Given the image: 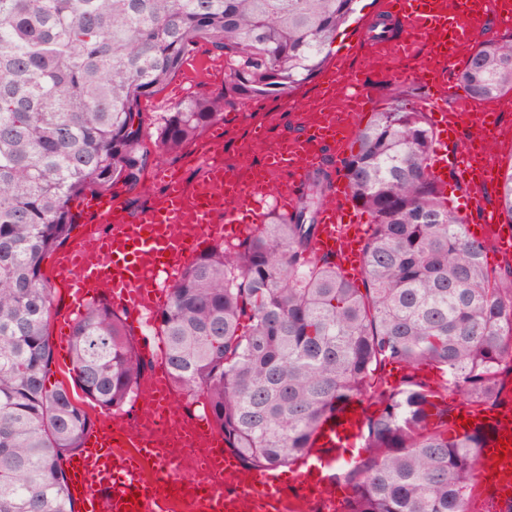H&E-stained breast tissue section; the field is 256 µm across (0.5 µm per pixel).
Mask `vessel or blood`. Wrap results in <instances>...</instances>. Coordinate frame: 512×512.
<instances>
[{"instance_id": "b4317fda", "label": "vessel or blood", "mask_w": 512, "mask_h": 512, "mask_svg": "<svg viewBox=\"0 0 512 512\" xmlns=\"http://www.w3.org/2000/svg\"><path fill=\"white\" fill-rule=\"evenodd\" d=\"M499 0H476L480 17L492 18L499 27H512V12L501 13ZM438 0H380L373 18L362 28L358 47L374 56L388 55L400 60L399 68L388 71V78L401 80L421 75L417 60L420 44L431 46L442 58L439 80L450 85L453 70L462 63L461 55L452 51L455 41L473 43L476 33L465 16H442ZM399 23L400 37H391L386 26ZM326 82L341 84L342 95L356 112L370 105V91L357 79L342 75L333 68ZM458 106L450 113H440L442 133L453 132L464 116L472 113L468 97L458 96ZM292 153L268 158V180L235 183L226 173L220 152L209 150L199 155L202 188L193 204V236L181 233L184 222V190L181 182H172L161 203L129 218L119 202L91 199L97 223L108 225L109 231L98 240L95 259L84 254L83 239H76L61 256L59 271L66 278L77 304H84L91 294L104 292L114 308L125 311L133 321L144 312H152L168 301L169 286L188 263L211 243L223 240L225 234L248 232L249 226L235 221L240 206L274 189L279 207L292 211L299 200V189L307 175L323 162L325 149L343 152L345 142L334 131L319 128L292 137ZM433 176L442 169L455 171L467 185L481 187L488 177L477 174L475 157L468 149L439 155ZM356 204L345 179H338L330 196L320 206L316 239L317 255H331L337 264L357 262L356 242L361 239L352 223ZM512 411L492 412L475 405L457 411L452 426L459 432L481 430L485 442L480 450V469L496 485H512V432L507 421ZM363 414L359 408L341 413L320 432L312 452L302 462L299 475V499L318 504L321 512H342L345 499L332 489L326 468L339 462V450L356 445L361 435ZM195 427L209 437L211 463L204 469L202 480L186 483L182 466L175 457L155 448L151 436L102 427L88 433L83 446L67 462L69 480L79 497L83 512H173L178 501H188L192 512H236L246 506L248 512H284L287 500L281 476L273 469L242 472L236 456L225 449L209 416H199ZM237 476V491H224V479Z\"/></svg>"}]
</instances>
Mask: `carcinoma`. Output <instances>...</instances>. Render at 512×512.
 <instances>
[{
  "mask_svg": "<svg viewBox=\"0 0 512 512\" xmlns=\"http://www.w3.org/2000/svg\"><path fill=\"white\" fill-rule=\"evenodd\" d=\"M355 2L0 0V512H74L64 463L90 420L49 382L41 271L70 238L72 197L118 182L134 189L224 110L309 79ZM203 44L224 55V94L174 106L154 153L139 101ZM454 79L475 102L512 93V33L481 41ZM422 96L415 85L390 96L341 160L370 217L362 284L314 251L329 162L292 212L232 251L217 244L195 257L154 318L172 383L204 399L247 469L296 463L372 392L380 409L363 422L368 457L335 475L351 489L347 512H470L484 435L448 429V408L414 369L436 366L448 393L487 407L512 372V271L489 268L485 241L430 176L436 139ZM500 205L512 223V165ZM71 357L76 385L102 414L136 394L143 360L105 298L75 320ZM382 362L409 370L400 392L372 382Z\"/></svg>",
  "mask_w": 512,
  "mask_h": 512,
  "instance_id": "carcinoma-1",
  "label": "carcinoma"
}]
</instances>
